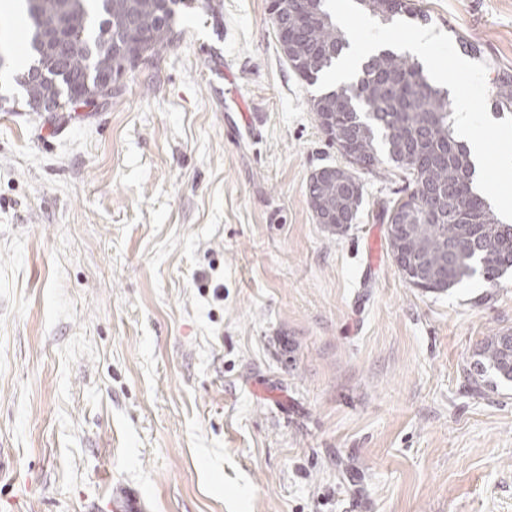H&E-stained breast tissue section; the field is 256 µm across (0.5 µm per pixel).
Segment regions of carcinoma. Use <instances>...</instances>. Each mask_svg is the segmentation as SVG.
<instances>
[{"instance_id":"obj_1","label":"carcinoma","mask_w":512,"mask_h":512,"mask_svg":"<svg viewBox=\"0 0 512 512\" xmlns=\"http://www.w3.org/2000/svg\"><path fill=\"white\" fill-rule=\"evenodd\" d=\"M386 23L407 16L427 20L413 0H357ZM30 28L52 39L30 48L48 57L47 76L24 88L25 103L62 102L96 90L106 72L127 69V56L140 50L155 55L172 36V10L165 0H38L27 8ZM289 67L309 85L342 55L346 40L325 0L272 19ZM494 110L512 111V74L497 75ZM320 129L338 151L352 158V169L374 171L393 163L410 177L403 196L384 208L392 257L410 266L405 280L426 292H440L480 277L490 286L512 271V224L502 223L475 184V163L453 127V101L423 68L392 48L365 58L360 75L348 85L312 98ZM309 203L334 211L333 228L345 231L362 204V188L347 174L343 183L310 180ZM470 376L474 384H512V331L480 342Z\"/></svg>"}]
</instances>
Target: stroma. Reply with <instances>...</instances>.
<instances>
[{
  "instance_id": "obj_1",
  "label": "stroma",
  "mask_w": 512,
  "mask_h": 512,
  "mask_svg": "<svg viewBox=\"0 0 512 512\" xmlns=\"http://www.w3.org/2000/svg\"><path fill=\"white\" fill-rule=\"evenodd\" d=\"M416 2L512 72V0ZM270 4L179 0L105 103L0 105V512H512V387L468 374L512 274L411 287L387 163L317 222L345 160ZM337 166H325L320 179L313 180V174L309 181L308 196L310 206L315 214L323 208L322 205L331 207L334 211L332 227L338 231H346L348 224L356 220L359 208L362 204V188L354 174L347 170L345 183L328 182L324 177L325 169ZM319 169V170H320ZM317 220V217H316ZM350 220V223H348Z\"/></svg>"
}]
</instances>
